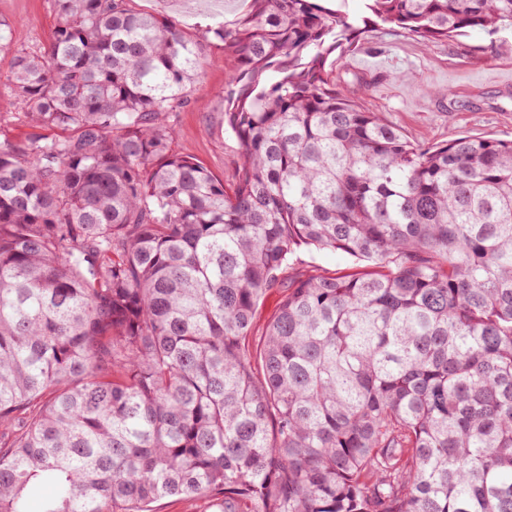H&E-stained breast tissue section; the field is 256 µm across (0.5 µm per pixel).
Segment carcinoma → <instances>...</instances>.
<instances>
[{"mask_svg": "<svg viewBox=\"0 0 512 512\" xmlns=\"http://www.w3.org/2000/svg\"><path fill=\"white\" fill-rule=\"evenodd\" d=\"M54 2L0 117L33 129L0 127V512H512V140L419 144L336 89L362 27L324 0L202 41ZM368 9L424 47L512 29V0ZM208 45L228 183L172 150ZM303 246L370 267L291 278L252 352ZM280 298L281 294L278 291H272L263 301L259 310V321L257 322V325L252 333V337L250 338V348H252V350L255 351V347L259 341L260 336L262 335L264 324L276 310ZM209 499L169 497L153 504L154 512H214Z\"/></svg>", "mask_w": 512, "mask_h": 512, "instance_id": "cac0c4a2", "label": "carcinoma"}]
</instances>
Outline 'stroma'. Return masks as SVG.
I'll return each mask as SVG.
<instances>
[{
    "label": "stroma",
    "mask_w": 512,
    "mask_h": 512,
    "mask_svg": "<svg viewBox=\"0 0 512 512\" xmlns=\"http://www.w3.org/2000/svg\"><path fill=\"white\" fill-rule=\"evenodd\" d=\"M135 11L175 21L200 37L215 25H231L249 0H132ZM57 24L53 0H0V30L13 47H48ZM337 87L358 90L361 103L423 143L461 136L512 139V32L474 31L450 41L421 47L394 25L371 27L350 48L329 57ZM224 52L207 48L192 100L176 118L175 153L196 158L211 174L228 180L240 159L239 145L224 124ZM449 87L446 98L432 95ZM343 253L300 250L291 262L295 274L341 271L356 266Z\"/></svg>",
    "instance_id": "stroma-1"
}]
</instances>
